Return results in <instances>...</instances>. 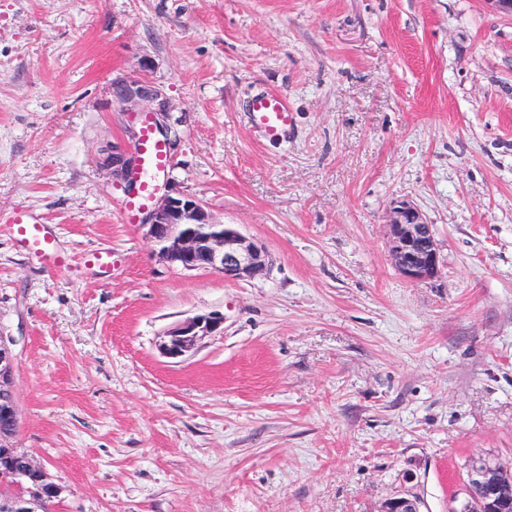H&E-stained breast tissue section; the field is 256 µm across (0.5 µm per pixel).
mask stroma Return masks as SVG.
<instances>
[{
    "mask_svg": "<svg viewBox=\"0 0 512 512\" xmlns=\"http://www.w3.org/2000/svg\"><path fill=\"white\" fill-rule=\"evenodd\" d=\"M163 89L165 178L265 245L232 282L159 261L104 151L112 81ZM287 97L268 143L246 109ZM415 206L441 257L391 260ZM48 225L71 268L21 251ZM111 251L103 273L87 265ZM224 332L179 359L172 326ZM0 337L16 447L55 512H448L466 463L512 462V17L488 0H0ZM389 243L395 265L406 278L421 281L438 274L441 261L437 243L430 225L411 204L401 202L394 207ZM224 315L209 312L192 317L170 328L158 343L159 352L167 358H180L193 351L208 336L223 332ZM16 354L12 347L0 340V410L3 414L16 412L17 396L15 392ZM0 412V432L18 428V411L15 418L6 417ZM422 501L413 493L398 494L386 500L379 512H422Z\"/></svg>",
    "mask_w": 512,
    "mask_h": 512,
    "instance_id": "1",
    "label": "stroma"
}]
</instances>
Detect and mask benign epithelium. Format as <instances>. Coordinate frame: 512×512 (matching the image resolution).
<instances>
[{"label": "benign epithelium", "instance_id": "benign-epithelium-1", "mask_svg": "<svg viewBox=\"0 0 512 512\" xmlns=\"http://www.w3.org/2000/svg\"><path fill=\"white\" fill-rule=\"evenodd\" d=\"M112 105L128 114L125 138L112 143L102 165L112 180L136 184L140 165L142 129L136 126V109H146L145 119L154 133L164 137L169 149L177 148L179 135L171 124V103L165 92L142 76H125L112 82ZM146 234L158 258L168 267L181 271L215 270L230 281H249L267 274L271 257L266 248L247 238L232 224L214 223L196 197L170 189L148 208L143 217ZM390 251L398 270L408 279L421 281L435 277L440 254L430 225L409 203L393 209L389 223ZM224 315L209 312L192 317L170 328L158 343L167 358H180L193 351L208 336L223 332ZM16 354L0 340V410H17L15 392ZM44 466L27 457L11 470L0 473L21 492L0 506L4 512H43L46 500L58 497L61 488L38 477ZM512 464L490 459L470 461L460 478L458 505L449 512H512ZM379 512H422V501L413 493L386 500Z\"/></svg>", "mask_w": 512, "mask_h": 512}]
</instances>
